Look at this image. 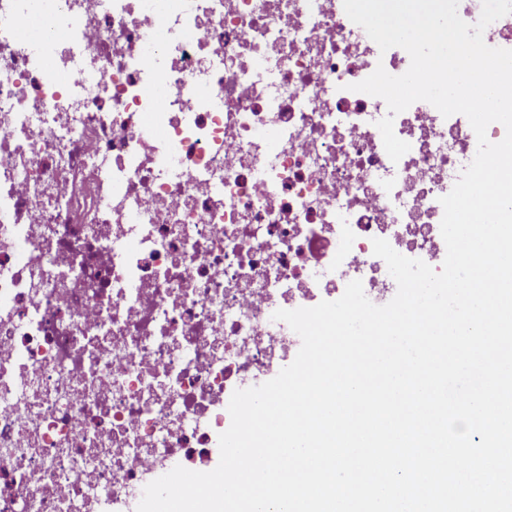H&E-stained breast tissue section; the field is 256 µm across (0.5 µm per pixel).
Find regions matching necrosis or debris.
<instances>
[{
  "label": "necrosis or debris",
  "instance_id": "necrosis-or-debris-1",
  "mask_svg": "<svg viewBox=\"0 0 512 512\" xmlns=\"http://www.w3.org/2000/svg\"><path fill=\"white\" fill-rule=\"evenodd\" d=\"M379 65L343 0H0V512H131L300 347L276 310L388 303L376 238L441 269L476 136L418 101L391 161Z\"/></svg>",
  "mask_w": 512,
  "mask_h": 512
}]
</instances>
